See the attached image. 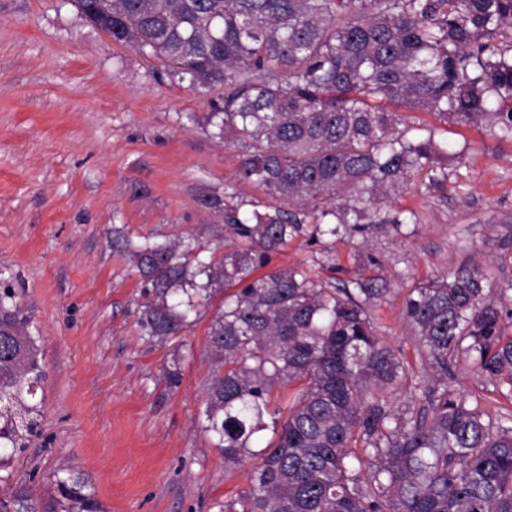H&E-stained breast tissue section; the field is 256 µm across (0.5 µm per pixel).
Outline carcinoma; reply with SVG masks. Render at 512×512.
Returning <instances> with one entry per match:
<instances>
[{"label":"carcinoma","instance_id":"cac0c4a2","mask_svg":"<svg viewBox=\"0 0 512 512\" xmlns=\"http://www.w3.org/2000/svg\"><path fill=\"white\" fill-rule=\"evenodd\" d=\"M80 19L216 93L207 124L240 152L239 175L281 202L259 210L234 193L224 255L192 238L139 243L115 234L145 296L141 334L163 343L219 294L208 329L203 429L224 465L255 458L248 489L224 512H512V416L485 417L448 388V356L474 355L512 393L506 313L482 267L420 282L405 300L425 352L422 379L382 343L368 308L386 282L353 271L352 287L308 269L264 271L305 235L332 274L335 243L416 223L392 200L421 176L448 179V144L384 101L512 140V0H72ZM45 377L39 337L0 284V452L26 447ZM425 415L389 406L402 381ZM299 389L285 419L278 386ZM271 438H266V435ZM361 442L363 454L352 449ZM61 512H100L82 474L56 476ZM0 512H40L32 493L0 489Z\"/></svg>","mask_w":512,"mask_h":512}]
</instances>
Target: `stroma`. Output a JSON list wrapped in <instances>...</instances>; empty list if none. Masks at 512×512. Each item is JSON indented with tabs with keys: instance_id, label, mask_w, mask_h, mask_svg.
<instances>
[{
	"instance_id": "1",
	"label": "stroma",
	"mask_w": 512,
	"mask_h": 512,
	"mask_svg": "<svg viewBox=\"0 0 512 512\" xmlns=\"http://www.w3.org/2000/svg\"><path fill=\"white\" fill-rule=\"evenodd\" d=\"M208 94L171 79L134 48L87 26L70 0H0V279L40 336L45 381L40 434L0 476L56 512L53 482L72 465L104 512H221L249 486L253 460L226 467L200 428L211 313L164 343L141 337L139 278L112 246L133 241L224 240L212 207L225 191L267 204L238 177L239 151L213 138ZM436 129L457 159L448 180L393 206L417 215L402 232L336 244L337 280L366 255L389 284L369 313L377 336L412 369L423 352L404 316L417 283L460 265L483 266L512 310V140L473 125ZM179 361L181 382L165 369ZM453 384L490 415L512 413L506 387L456 354Z\"/></svg>"
}]
</instances>
